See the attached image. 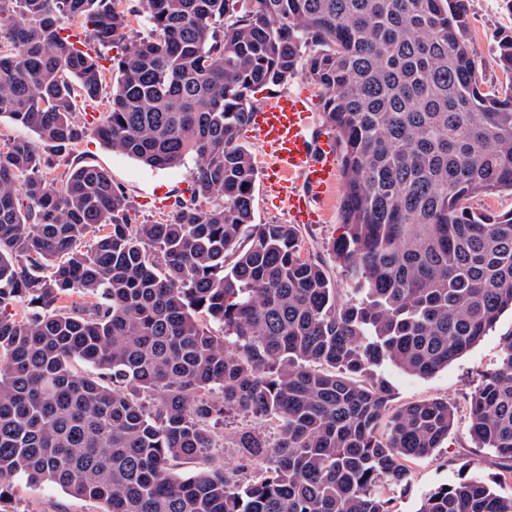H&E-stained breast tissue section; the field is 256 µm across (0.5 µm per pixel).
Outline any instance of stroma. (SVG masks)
Wrapping results in <instances>:
<instances>
[{
	"label": "stroma",
	"mask_w": 512,
	"mask_h": 512,
	"mask_svg": "<svg viewBox=\"0 0 512 512\" xmlns=\"http://www.w3.org/2000/svg\"><path fill=\"white\" fill-rule=\"evenodd\" d=\"M471 39L478 55L485 85L502 86L506 75L495 59L500 36L512 33V12L501 0H469ZM76 154L82 163L102 168L113 182L122 186L133 209V223L151 224L169 219L177 197L187 195L193 182L194 161L169 169H155L134 158L113 151L108 145L90 139L80 144ZM340 201L327 208L321 224H301L297 230L304 248L325 264L332 280L341 275L331 252L340 233ZM512 333V313L504 312L495 326L448 367L425 376H411L393 365H382L378 373L389 385L393 407L429 399L456 403L457 420L447 439L432 455L411 465L409 483L389 486L387 496L392 512H418L423 497L430 491L460 479H473L512 496V480H499L489 450L475 447L469 434L467 398L483 377L495 369L502 336ZM100 503L70 495L60 486L44 482L33 484L12 479L8 493L0 501V512H102Z\"/></svg>",
	"instance_id": "35a3bbf8"
}]
</instances>
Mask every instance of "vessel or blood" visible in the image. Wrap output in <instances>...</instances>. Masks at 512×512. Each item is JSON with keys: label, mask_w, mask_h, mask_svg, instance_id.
Masks as SVG:
<instances>
[{"label": "vessel or blood", "mask_w": 512, "mask_h": 512, "mask_svg": "<svg viewBox=\"0 0 512 512\" xmlns=\"http://www.w3.org/2000/svg\"><path fill=\"white\" fill-rule=\"evenodd\" d=\"M261 146L266 185L283 203L292 223L317 222V210L337 185L335 142L320 126L309 92L269 95L250 119Z\"/></svg>", "instance_id": "b4317fda"}]
</instances>
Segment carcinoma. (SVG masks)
<instances>
[{
    "mask_svg": "<svg viewBox=\"0 0 512 512\" xmlns=\"http://www.w3.org/2000/svg\"><path fill=\"white\" fill-rule=\"evenodd\" d=\"M139 13L152 35L128 42ZM64 17L121 54L76 47ZM105 61L108 110L80 122ZM496 62L509 83L485 89L468 0H0V117L59 151L92 137L152 168L196 161L171 218L131 224L107 171L49 180L32 141L0 148V491L21 476L104 512H392L388 484L457 407L394 409L374 368L431 375L512 309V211L467 204L512 191L511 33ZM300 72L341 151L343 290L294 225L254 223L238 143L255 93ZM74 294L93 302L61 311ZM468 403L512 479V333ZM231 414L273 438L225 443ZM226 446L231 469L213 464ZM418 512H512V496L462 480Z\"/></svg>",
    "mask_w": 512,
    "mask_h": 512,
    "instance_id": "1",
    "label": "carcinoma"
}]
</instances>
